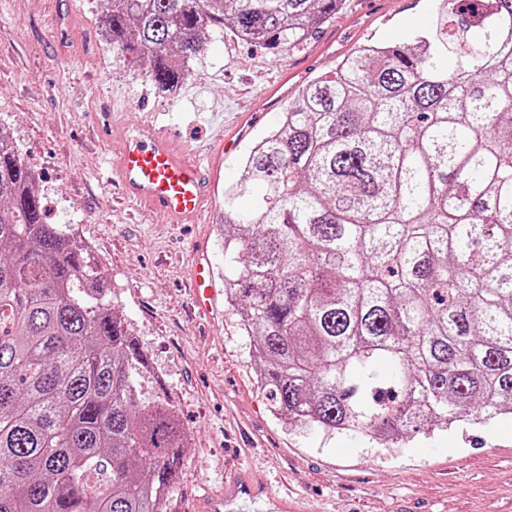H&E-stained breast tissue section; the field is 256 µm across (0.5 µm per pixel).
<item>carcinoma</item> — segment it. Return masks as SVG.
I'll list each match as a JSON object with an SVG mask.
<instances>
[{
    "mask_svg": "<svg viewBox=\"0 0 512 512\" xmlns=\"http://www.w3.org/2000/svg\"><path fill=\"white\" fill-rule=\"evenodd\" d=\"M343 2L112 0L104 31L169 87L212 29L289 52ZM224 251L274 415L391 438L512 411V0H438L309 81L224 190ZM149 372L0 126V512H162L188 437Z\"/></svg>",
    "mask_w": 512,
    "mask_h": 512,
    "instance_id": "cac0c4a2",
    "label": "carcinoma"
}]
</instances>
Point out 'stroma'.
Listing matches in <instances>:
<instances>
[{
  "label": "stroma",
  "instance_id": "obj_1",
  "mask_svg": "<svg viewBox=\"0 0 512 512\" xmlns=\"http://www.w3.org/2000/svg\"><path fill=\"white\" fill-rule=\"evenodd\" d=\"M107 0H0V124L41 178L46 221L75 224L112 284V304L150 358L141 396L177 408L190 444L163 512H199L245 468L290 483L307 512H512V414L409 432L387 445L289 424L268 409L253 337L220 302L209 329L190 309L187 266L205 248L224 273V189L250 140L216 157L209 220L173 224L123 202L110 178L125 127L164 128L188 151L264 111L288 73L301 89L367 43H411L435 0H346L307 45L276 54L209 33L188 74L157 87L103 34Z\"/></svg>",
  "mask_w": 512,
  "mask_h": 512
}]
</instances>
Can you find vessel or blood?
Returning a JSON list of instances; mask_svg holds the SVG:
<instances>
[{"label":"vessel or blood","instance_id":"vessel-or-blood-1","mask_svg":"<svg viewBox=\"0 0 512 512\" xmlns=\"http://www.w3.org/2000/svg\"><path fill=\"white\" fill-rule=\"evenodd\" d=\"M113 179L128 199L163 213L175 224L201 221L214 186L204 164L187 160L163 133L142 128L127 130L114 162ZM190 278L199 313L210 316L216 290L205 255L195 254ZM244 497L264 499L270 512H295L287 495L274 492L267 483L253 480L241 470L226 475L223 496L207 500L203 512H230Z\"/></svg>","mask_w":512,"mask_h":512}]
</instances>
